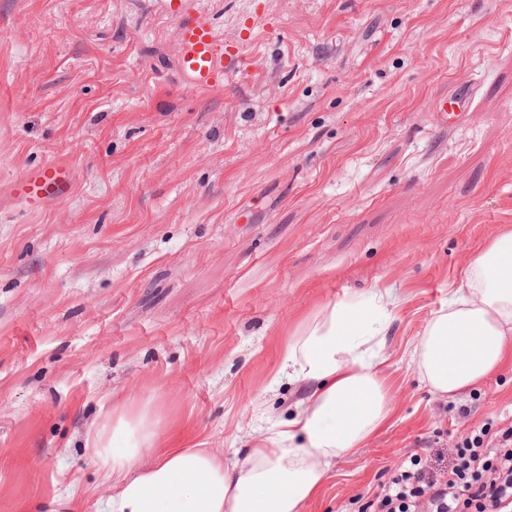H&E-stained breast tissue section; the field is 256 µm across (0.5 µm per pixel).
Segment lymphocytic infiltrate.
Listing matches in <instances>:
<instances>
[{"label":"lymphocytic infiltrate","mask_w":512,"mask_h":512,"mask_svg":"<svg viewBox=\"0 0 512 512\" xmlns=\"http://www.w3.org/2000/svg\"><path fill=\"white\" fill-rule=\"evenodd\" d=\"M452 455L451 466L439 471L411 459L372 512H512V425L482 424L457 441Z\"/></svg>","instance_id":"obj_1"}]
</instances>
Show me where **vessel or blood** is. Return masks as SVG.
I'll return each mask as SVG.
<instances>
[{
    "label": "vessel or blood",
    "instance_id": "obj_1",
    "mask_svg": "<svg viewBox=\"0 0 512 512\" xmlns=\"http://www.w3.org/2000/svg\"><path fill=\"white\" fill-rule=\"evenodd\" d=\"M178 25L180 64L196 87L208 89L224 79V46L212 23L203 16L186 12L184 0H167ZM74 182L72 167L63 161L26 172L11 182V196L28 209L39 210L68 196Z\"/></svg>",
    "mask_w": 512,
    "mask_h": 512
}]
</instances>
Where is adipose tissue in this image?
<instances>
[{
	"mask_svg": "<svg viewBox=\"0 0 512 512\" xmlns=\"http://www.w3.org/2000/svg\"><path fill=\"white\" fill-rule=\"evenodd\" d=\"M384 325L360 302L324 306L288 344L282 375L301 398L288 418L255 437L242 457L212 448L151 455L147 412L99 425L92 460L111 484L96 512H302L338 459L389 418L376 349ZM411 360L439 396L477 386L512 362V230L488 241L424 325Z\"/></svg>",
	"mask_w": 512,
	"mask_h": 512,
	"instance_id": "ef3b65f1",
	"label": "adipose tissue"
}]
</instances>
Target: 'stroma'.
Wrapping results in <instances>:
<instances>
[{"instance_id": "35a3bbf8", "label": "stroma", "mask_w": 512, "mask_h": 512, "mask_svg": "<svg viewBox=\"0 0 512 512\" xmlns=\"http://www.w3.org/2000/svg\"><path fill=\"white\" fill-rule=\"evenodd\" d=\"M192 5L240 48L217 88L180 71L163 0H0V512H95L88 441L129 406L156 450L234 459L286 415L298 327L387 287L391 417L304 512H361L410 456L512 420V364L444 399L410 356L512 228V0ZM58 160L65 199L9 196Z\"/></svg>"}]
</instances>
